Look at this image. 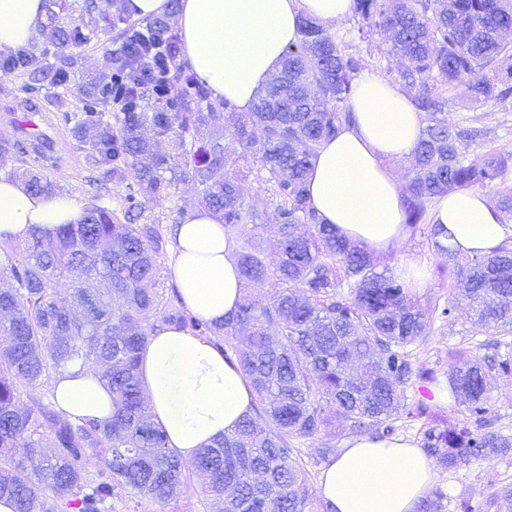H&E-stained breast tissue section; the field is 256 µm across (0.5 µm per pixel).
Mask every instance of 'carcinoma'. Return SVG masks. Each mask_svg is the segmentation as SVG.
I'll return each mask as SVG.
<instances>
[{"label":"carcinoma","mask_w":512,"mask_h":512,"mask_svg":"<svg viewBox=\"0 0 512 512\" xmlns=\"http://www.w3.org/2000/svg\"><path fill=\"white\" fill-rule=\"evenodd\" d=\"M65 0H47L42 35L47 45L9 67L28 79L69 92L79 56L72 48L91 39L63 16ZM104 30L125 13L122 0H84ZM353 28L339 38L322 23L300 22L298 43L287 48L278 75L260 91L250 112H107L102 74L85 97L98 112H66L65 124L102 186L134 180L124 218L111 209L87 207L78 224L48 236L33 227L18 244H0V499L16 512H112L124 493L164 510L194 488L215 512H327L312 494L310 475L296 440L325 436L323 455L336 451V422L375 438L392 435L413 374L408 348L427 335L429 318L401 278L365 247L337 235L311 205V158L345 124L354 123L349 101L361 60L346 48L379 32L392 34L390 52L411 65L401 73L410 85L432 73L453 84L469 79V101L512 97V67L487 73L509 56L503 34L512 29V0H352ZM427 125L410 155L414 177L404 186L406 223L425 219L430 202L461 189L503 184L509 159L470 150L471 134L448 123L446 101L422 87L413 101ZM235 126L242 158L269 174L282 198L276 258L267 261L252 242L236 252L242 286L270 284L269 298L242 295L237 314L217 326L190 316L163 296L166 242L154 224L138 223L144 202L169 196L191 174L201 203L224 218V234L248 231L244 207L251 187L228 168L219 136L187 149L189 126ZM1 145L22 165L12 171L35 194L61 189L59 181L27 164L41 155L35 142ZM441 255L462 258L457 295L442 310L451 315L460 298L471 309L470 332L512 337V245L490 253L460 255L433 241ZM165 326L208 337L235 358L250 380L254 414L230 434L198 450L191 460L168 448L152 419L139 380L140 353ZM94 366L112 390V419L71 420L56 410L18 406L21 393L51 384L72 366ZM512 372V354L493 360L461 358L446 375L448 400L467 407L486 425L488 382ZM50 429L45 434L43 427ZM512 439L467 427H430L423 450L448 471L502 454ZM437 489L420 512H443Z\"/></svg>","instance_id":"1"}]
</instances>
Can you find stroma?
Returning <instances> with one entry per match:
<instances>
[{"label": "stroma", "instance_id": "stroma-1", "mask_svg": "<svg viewBox=\"0 0 512 512\" xmlns=\"http://www.w3.org/2000/svg\"><path fill=\"white\" fill-rule=\"evenodd\" d=\"M69 2L76 24L92 36L89 43L78 49L81 65L72 74L69 83L67 109L81 112L85 109L83 90L86 83L108 71L110 55L113 48L121 44L126 26L119 23L112 31L101 32L97 14L85 12L83 0ZM357 52L363 70L374 73L392 85H399L398 74L407 68L408 62L390 54L387 34H376L371 42L360 44ZM427 83L433 93L447 99L449 122L477 130L478 135L471 145L472 151L479 155H512V99L504 103L490 101L472 108L466 102L464 84L450 85L436 76L429 77ZM52 95L50 86L30 89L26 87L24 79L15 73L0 72V140L12 137L7 123L8 109L28 97L38 100L43 112L53 118L57 129L58 154L62 163L54 170V177L68 194L90 198L92 189L84 179L83 161L74 148V140L67 127L59 118V109L51 103ZM224 147L228 158L235 162L237 174L252 185V195L246 205L255 214L260 226L262 247L271 249L281 203L276 187L269 182L267 172L259 164L241 160L242 149L229 124L224 127ZM200 205L196 185L191 178L186 177L176 185L169 198L147 202L142 220L147 224L158 225L162 234L167 236L171 233L172 224L180 221L182 212ZM378 260L380 265L389 267L393 272H406L405 283L410 296L431 318L429 335L411 348L412 361L416 367L442 379L459 357L485 355L487 338L467 332L463 308H456L448 318L441 314L454 295L455 267L453 261L438 254L433 247L429 224L408 227L403 241L379 254ZM419 386V381L415 380L404 390L409 414L396 422V434L418 444L422 441L425 429L442 424L443 421H450L454 425L473 424L474 418L468 410L460 407L452 412L433 398H422L418 392ZM422 403L427 405L428 411L420 416L416 409ZM434 485L446 494L444 512H462L460 504L464 501L475 506L486 503L503 491H512V453L478 461L469 469L457 472L437 469Z\"/></svg>", "mask_w": 512, "mask_h": 512}]
</instances>
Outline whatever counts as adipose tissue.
<instances>
[{
  "instance_id": "adipose-tissue-1",
  "label": "adipose tissue",
  "mask_w": 512,
  "mask_h": 512,
  "mask_svg": "<svg viewBox=\"0 0 512 512\" xmlns=\"http://www.w3.org/2000/svg\"><path fill=\"white\" fill-rule=\"evenodd\" d=\"M352 0H180L177 23L184 57L215 101L250 111L259 91L296 44L302 17L325 24L344 20ZM46 16L44 0H0V50L27 44ZM353 124L322 144L311 160L308 191L322 223L367 249L382 251L405 236L402 187L386 163L413 151L420 115L408 95L373 73L354 84ZM72 195H36L0 173V241L23 239L31 225L54 233L82 218ZM440 241L460 253L485 254L508 232L481 193L459 190L434 201ZM173 279L196 319L223 323L238 311L242 286L224 220L205 209L188 211L177 229ZM140 381L169 448L192 458L199 448L232 433L252 413L254 393L238 364L206 337L167 326L144 350ZM57 411L70 418L108 419L112 393L95 368H72L52 383ZM435 479L431 461L409 439L354 438L322 470L317 492L328 512H417Z\"/></svg>"
}]
</instances>
